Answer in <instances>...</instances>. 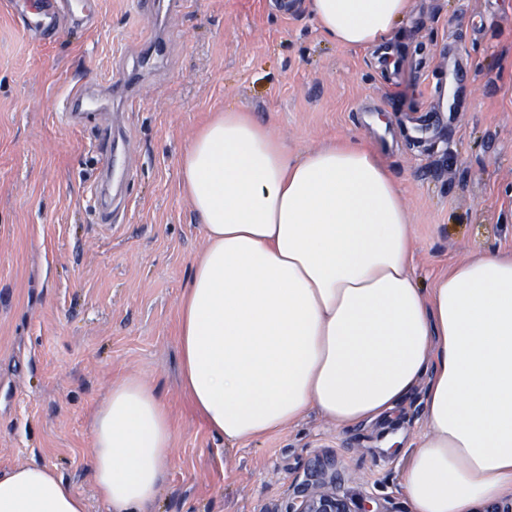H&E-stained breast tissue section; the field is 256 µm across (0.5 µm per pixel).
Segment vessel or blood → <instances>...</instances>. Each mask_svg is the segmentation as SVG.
<instances>
[{
  "label": "vessel or blood",
  "instance_id": "vessel-or-blood-1",
  "mask_svg": "<svg viewBox=\"0 0 512 512\" xmlns=\"http://www.w3.org/2000/svg\"><path fill=\"white\" fill-rule=\"evenodd\" d=\"M14 18L22 29L35 41L50 44L63 33L82 34L97 27L98 4L96 0H9ZM192 0H142L143 9L152 17L165 16L190 7ZM170 43L165 36L153 35L143 40L130 61L125 62L118 73L102 80L100 88L87 82L60 100L63 118L73 124H83L86 116L100 108L120 103L123 107L139 105L142 86L149 71L166 62ZM465 69L459 63L448 65L442 84L447 85L451 105L460 102ZM97 173L90 186L94 199V213L98 223H114L122 199V189L130 172L126 167V149L120 118L97 127L93 143Z\"/></svg>",
  "mask_w": 512,
  "mask_h": 512
}]
</instances>
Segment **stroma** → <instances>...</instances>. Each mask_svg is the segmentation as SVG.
Returning <instances> with one entry per match:
<instances>
[{"mask_svg":"<svg viewBox=\"0 0 512 512\" xmlns=\"http://www.w3.org/2000/svg\"><path fill=\"white\" fill-rule=\"evenodd\" d=\"M98 11L94 30L43 45L0 0V472L47 467L103 512L95 419L114 383L137 378L174 421L148 512H288L317 460L335 461L341 492L410 512L402 484L426 431L422 390L387 418L344 429L311 409L232 447L190 409L175 326L207 241L180 157L213 113L237 109L293 154L361 140L396 177L422 283L473 254L512 253V0H412L385 60L328 41L307 0H194L153 24L132 0ZM149 26L171 54L122 119L126 220L100 224L89 187L103 118L76 127L55 103L118 68ZM452 46L468 63L465 101L409 143L400 122L440 108L428 75L447 71Z\"/></svg>","mask_w":512,"mask_h":512,"instance_id":"stroma-1","label":"stroma"}]
</instances>
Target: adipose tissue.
<instances>
[{
  "instance_id": "ef3b65f1",
  "label": "adipose tissue",
  "mask_w": 512,
  "mask_h": 512,
  "mask_svg": "<svg viewBox=\"0 0 512 512\" xmlns=\"http://www.w3.org/2000/svg\"><path fill=\"white\" fill-rule=\"evenodd\" d=\"M343 46L389 39L410 0H308ZM181 184L209 247L178 310L182 383L225 443L317 409L351 427L424 387L427 431L403 488L411 512H476L512 498V255L472 256L422 289L391 171L365 142L295 156L243 110L187 146ZM173 424L157 391L112 387L94 426L105 512H145ZM53 470L0 473V512H86Z\"/></svg>"
}]
</instances>
